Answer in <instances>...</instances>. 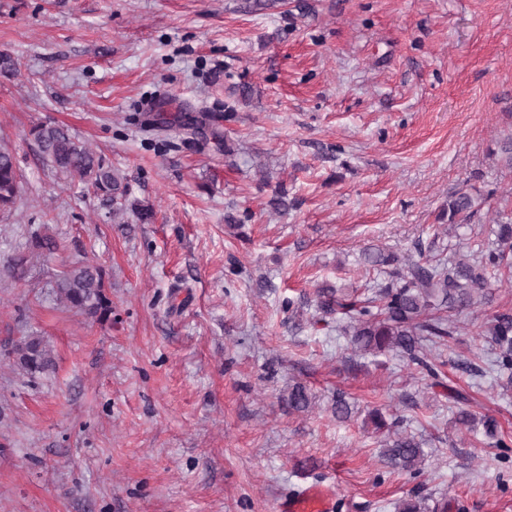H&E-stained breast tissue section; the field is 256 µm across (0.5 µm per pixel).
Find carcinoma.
Masks as SVG:
<instances>
[{"label":"carcinoma","mask_w":512,"mask_h":512,"mask_svg":"<svg viewBox=\"0 0 512 512\" xmlns=\"http://www.w3.org/2000/svg\"><path fill=\"white\" fill-rule=\"evenodd\" d=\"M30 135L43 161L54 171L72 181L90 186L106 200L127 193L126 177L120 175L68 128L56 124H38ZM23 191L21 174L13 149L0 144V211H7ZM477 199L460 191L448 199V226L457 231L467 225L475 211ZM34 248L42 255H54L59 245L48 234L35 237ZM417 256L383 253L366 249L365 261L385 269L390 280L382 287L360 295L354 289L322 287L315 293L319 312H340L347 322L345 330L356 352L397 350L408 362L417 365L432 379V385L447 388L439 364L428 359L419 345L420 339L434 347L449 345L459 329L458 316L490 297V289L503 276L512 277V220L496 224L495 238L479 256L455 263L427 256L416 247ZM56 299L77 314L110 319L112 301L107 295L105 272L87 262H74L56 276L53 285ZM493 354V366L502 375L501 386L512 389V313L494 314L481 331ZM8 359L20 374L35 378L53 368V350L45 337L31 332L13 342ZM288 405L305 411L310 407L306 388L293 385L288 391ZM479 419L462 409L457 423L472 427ZM482 422L489 445L508 447L496 419ZM384 455L394 468L415 472L423 460L420 443L411 436L396 434Z\"/></svg>","instance_id":"obj_1"}]
</instances>
